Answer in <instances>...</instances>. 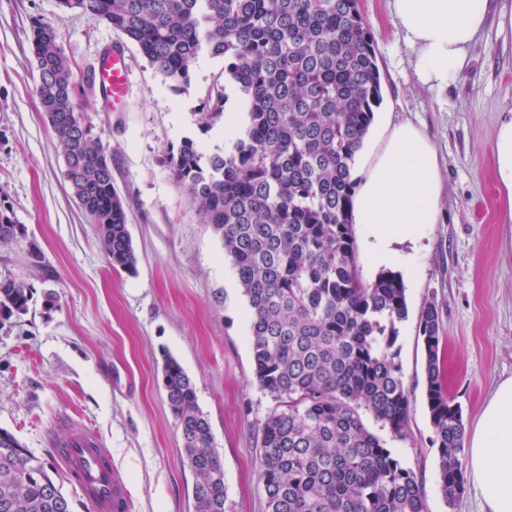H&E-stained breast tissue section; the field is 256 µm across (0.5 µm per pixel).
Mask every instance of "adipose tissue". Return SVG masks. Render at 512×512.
I'll list each match as a JSON object with an SVG mask.
<instances>
[{"instance_id": "adipose-tissue-1", "label": "adipose tissue", "mask_w": 512, "mask_h": 512, "mask_svg": "<svg viewBox=\"0 0 512 512\" xmlns=\"http://www.w3.org/2000/svg\"><path fill=\"white\" fill-rule=\"evenodd\" d=\"M490 0H392V15L417 46L425 80L444 82L461 71L483 30ZM503 223H512V118L496 135ZM441 183L435 150L412 124L386 129L381 150L365 163L353 196V221L381 258L404 264L397 245L436 223ZM468 467L488 512H512V378L487 402L468 447Z\"/></svg>"}]
</instances>
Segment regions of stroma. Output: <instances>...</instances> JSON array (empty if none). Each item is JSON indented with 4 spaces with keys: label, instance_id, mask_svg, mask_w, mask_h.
Listing matches in <instances>:
<instances>
[{
    "label": "stroma",
    "instance_id": "stroma-1",
    "mask_svg": "<svg viewBox=\"0 0 512 512\" xmlns=\"http://www.w3.org/2000/svg\"><path fill=\"white\" fill-rule=\"evenodd\" d=\"M374 40L382 101L375 122L412 123L436 151L442 181L438 223L400 243L408 316L397 347L411 407L393 441L413 470L429 512H484L473 484L454 508L438 486V450L425 398L419 315L442 310L440 381L463 409L466 431L501 380L512 377V226L500 221L493 143L512 112V0H490L486 29L469 66L440 86L420 79L417 50L391 14V0H359ZM50 21L82 71L97 72L121 33L56 0H0V197L26 234L0 246V274L32 287L28 312L0 324V427L50 458L59 416L95 430L124 475L133 512H194L195 475L183 459L161 380L164 355L196 386L224 465V512H266L257 430L276 402L254 376L250 313L219 239L173 179L170 148L190 138L203 149L231 147L246 122L245 96L224 79L222 58L200 55L188 84L173 86L135 45H127L125 111L100 92L83 107L112 153L137 265L112 268L98 228L74 202L64 164L41 112L28 43L32 18ZM223 84L226 121L202 129L200 112ZM37 241L52 270L30 268Z\"/></svg>",
    "mask_w": 512,
    "mask_h": 512
}]
</instances>
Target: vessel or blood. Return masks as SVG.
<instances>
[{
  "label": "vessel or blood",
  "mask_w": 512,
  "mask_h": 512,
  "mask_svg": "<svg viewBox=\"0 0 512 512\" xmlns=\"http://www.w3.org/2000/svg\"><path fill=\"white\" fill-rule=\"evenodd\" d=\"M98 80L113 104L126 94L128 71L121 47L101 63ZM53 453L67 478L80 490L90 512H131L132 502L123 476L112 465V456L92 429L67 423L62 436L51 442Z\"/></svg>",
  "instance_id": "vessel-or-blood-1"
}]
</instances>
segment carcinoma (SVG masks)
Instances as JSON below:
<instances>
[{
    "mask_svg": "<svg viewBox=\"0 0 512 512\" xmlns=\"http://www.w3.org/2000/svg\"><path fill=\"white\" fill-rule=\"evenodd\" d=\"M134 43L166 79L190 80L202 53L247 98L232 146L205 154L191 139L169 151L175 180L220 240L251 309L254 375L277 402L258 432L267 512H429L414 473L381 435L403 437L410 411L398 350L408 314L399 276L357 274L352 199L355 156L381 102L374 40L358 0H57ZM36 97L64 160L72 198L97 225L114 268L136 254L112 151L92 136L78 65L51 22L33 18ZM212 88L204 130L224 118ZM25 235L0 205V246ZM30 267L52 276L39 245ZM32 289L0 276V321L28 312ZM442 313L420 314L426 396L439 451L441 495L464 493L461 407L439 383ZM163 387L196 477L194 512H224V466L193 380L165 358ZM368 411L379 431L359 410ZM0 512H73L58 471L0 428Z\"/></svg>",
    "mask_w": 512,
    "mask_h": 512,
    "instance_id": "carcinoma-1",
    "label": "carcinoma"
}]
</instances>
